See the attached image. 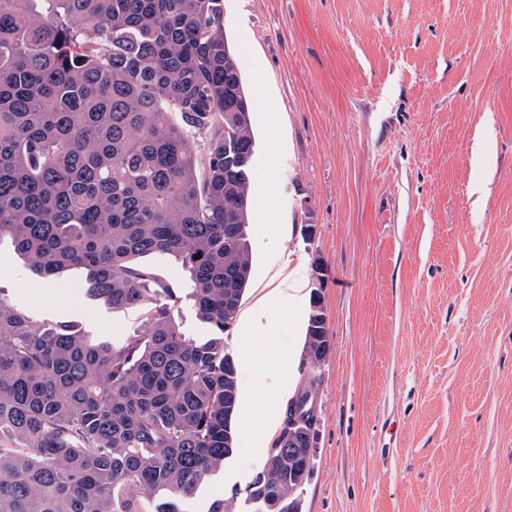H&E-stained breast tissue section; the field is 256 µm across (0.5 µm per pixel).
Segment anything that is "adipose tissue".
Masks as SVG:
<instances>
[{"mask_svg": "<svg viewBox=\"0 0 512 512\" xmlns=\"http://www.w3.org/2000/svg\"><path fill=\"white\" fill-rule=\"evenodd\" d=\"M308 299L306 277L302 264L289 266L284 278L269 288L263 298L266 314H273L280 309L288 310L294 315H301ZM296 387L295 375L276 376L271 384L273 391L269 398H251L246 403L239 423L248 435L250 446L246 453L258 458L266 456L268 444L280 430L283 422L281 399L290 395Z\"/></svg>", "mask_w": 512, "mask_h": 512, "instance_id": "1", "label": "adipose tissue"}]
</instances>
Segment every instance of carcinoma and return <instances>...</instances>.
Here are the masks:
<instances>
[{"mask_svg":"<svg viewBox=\"0 0 512 512\" xmlns=\"http://www.w3.org/2000/svg\"><path fill=\"white\" fill-rule=\"evenodd\" d=\"M255 145L223 0H0V245L140 311L116 344L0 289V512H176L234 451L225 334L252 271ZM155 254L181 264L211 335L183 331L179 289L142 263ZM328 350L315 291L310 367ZM313 401L287 403L253 512H299ZM208 512H241L236 494Z\"/></svg>","mask_w":512,"mask_h":512,"instance_id":"obj_1","label":"carcinoma"}]
</instances>
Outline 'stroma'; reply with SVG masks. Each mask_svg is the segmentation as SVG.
<instances>
[{"label": "stroma", "instance_id": "1", "mask_svg": "<svg viewBox=\"0 0 512 512\" xmlns=\"http://www.w3.org/2000/svg\"><path fill=\"white\" fill-rule=\"evenodd\" d=\"M224 28L256 95L261 210L250 232L254 309L282 262L318 290L330 350L305 360L306 321L274 314L278 358L256 396L294 370L316 392L300 512H512V0H223ZM273 225L262 234L258 225ZM178 281L189 335L192 283ZM56 279L34 298L0 248V290L39 317L112 339L137 324ZM297 347L289 357V347ZM237 449L183 501L207 512L245 493L262 460Z\"/></svg>", "mask_w": 512, "mask_h": 512}]
</instances>
